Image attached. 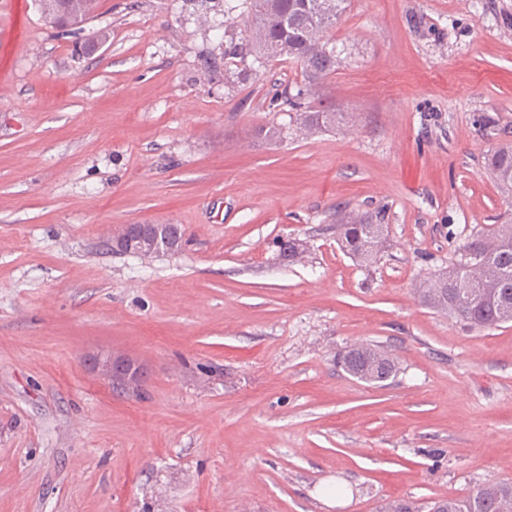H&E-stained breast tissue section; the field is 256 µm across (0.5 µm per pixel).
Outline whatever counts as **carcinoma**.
Masks as SVG:
<instances>
[{"mask_svg":"<svg viewBox=\"0 0 512 512\" xmlns=\"http://www.w3.org/2000/svg\"><path fill=\"white\" fill-rule=\"evenodd\" d=\"M45 19L54 25L77 28L95 12L98 0H38ZM348 0H250L251 42L263 56L286 55L303 65L308 84H315L335 70L337 57L327 48L326 37L345 13ZM308 89L282 92L284 102L295 110L299 129L312 131L348 127L349 113L331 103L305 102ZM487 170L504 190L512 192V145L492 151ZM343 248L364 265L373 263L384 243V225L373 218L352 215L336 225ZM153 239L132 253L149 256L176 252L182 238L166 224L152 229ZM459 259L448 270L424 283L421 301L474 329H490L512 321V224H494L475 232L458 251ZM340 363L350 375L363 379L374 367L389 380L397 371L394 357L368 345L348 349ZM512 506V484L490 482L465 499L433 501L435 512H459L466 503L477 512H500V504Z\"/></svg>","mask_w":512,"mask_h":512,"instance_id":"obj_1","label":"carcinoma"}]
</instances>
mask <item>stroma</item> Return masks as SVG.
I'll list each match as a JSON object with an SVG mask.
<instances>
[{
  "instance_id": "1",
  "label": "stroma",
  "mask_w": 512,
  "mask_h": 512,
  "mask_svg": "<svg viewBox=\"0 0 512 512\" xmlns=\"http://www.w3.org/2000/svg\"><path fill=\"white\" fill-rule=\"evenodd\" d=\"M248 4L98 0L78 31L0 0V512H379L512 483V322L416 293L512 214L484 170L512 143V0H350L319 92L356 124L313 133L271 106L303 68L255 59ZM351 210L384 217L372 266L338 241ZM146 222L181 250L113 253ZM362 344L396 375L337 366ZM93 368L104 377L116 380L129 376H136L139 383L142 379V370L130 359L115 355H100L93 358Z\"/></svg>"
}]
</instances>
